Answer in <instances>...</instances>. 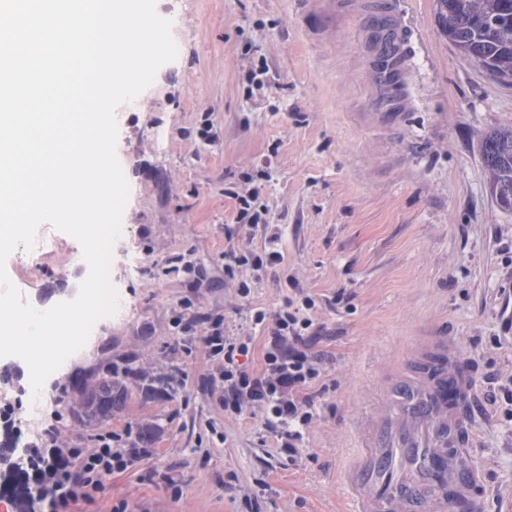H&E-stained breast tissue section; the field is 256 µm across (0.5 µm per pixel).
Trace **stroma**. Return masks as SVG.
<instances>
[{
	"mask_svg": "<svg viewBox=\"0 0 512 512\" xmlns=\"http://www.w3.org/2000/svg\"><path fill=\"white\" fill-rule=\"evenodd\" d=\"M410 29L404 111L380 112L369 78L376 6ZM172 22L175 61L116 111V154L130 186L110 280L126 306L30 404V372L0 358V427L54 431L92 450L112 435L151 436L152 456L104 479L75 512H353L341 475L359 454L358 424L396 393L398 371L428 336H446L476 398L483 512H512V214L489 193L479 143L512 126V87L486 79L441 35L434 0H156ZM261 73L262 86L249 87ZM259 194L266 223H235L227 190ZM38 253L6 261L33 306L76 296L88 274L80 244L43 224ZM278 250L248 300L224 282L233 247ZM316 306L313 348L327 362L307 389L313 421L295 457L261 417L225 415L202 385L201 336L176 313L252 333L260 367L268 333L250 311L296 290ZM139 371L138 379L123 374ZM181 368L184 384L150 390ZM125 390L110 418L78 419L84 384Z\"/></svg>",
	"mask_w": 512,
	"mask_h": 512,
	"instance_id": "stroma-1",
	"label": "stroma"
}]
</instances>
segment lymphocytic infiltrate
<instances>
[{
    "mask_svg": "<svg viewBox=\"0 0 512 512\" xmlns=\"http://www.w3.org/2000/svg\"><path fill=\"white\" fill-rule=\"evenodd\" d=\"M282 262V254L276 251L258 255L249 250H232L224 255V276L239 298L245 299L250 296L251 287L247 280L238 278L239 269L272 268ZM313 305L307 297L301 309ZM301 309H294L288 299L273 312L254 310L252 325L265 323L271 330L259 369L250 368L244 361L252 350L251 335H227L223 321L218 320L207 326L203 338L205 353L215 365L205 380L209 391L217 393L225 413L241 417L260 412L267 428L275 432L281 450L289 454L295 453L302 439L301 429L312 419L306 389L319 376L322 361L310 349L305 333L312 321L301 316ZM32 453L43 461L34 492L38 504L47 505L50 512H68L101 494L104 476L127 471L151 450L126 447L116 436L111 443L87 454L79 448L59 447L55 436L48 433L35 442Z\"/></svg>",
    "mask_w": 512,
    "mask_h": 512,
    "instance_id": "obj_1",
    "label": "lymphocytic infiltrate"
}]
</instances>
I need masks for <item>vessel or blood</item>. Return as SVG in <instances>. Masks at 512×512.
I'll return each instance as SVG.
<instances>
[{"instance_id":"obj_1","label":"vessel or blood","mask_w":512,"mask_h":512,"mask_svg":"<svg viewBox=\"0 0 512 512\" xmlns=\"http://www.w3.org/2000/svg\"><path fill=\"white\" fill-rule=\"evenodd\" d=\"M379 18L384 37L408 40L399 12ZM457 393L471 396L470 378L440 336L416 356L400 393L368 432L363 461L346 474L356 512H480L471 489L483 476L466 463L474 428L452 401Z\"/></svg>"}]
</instances>
